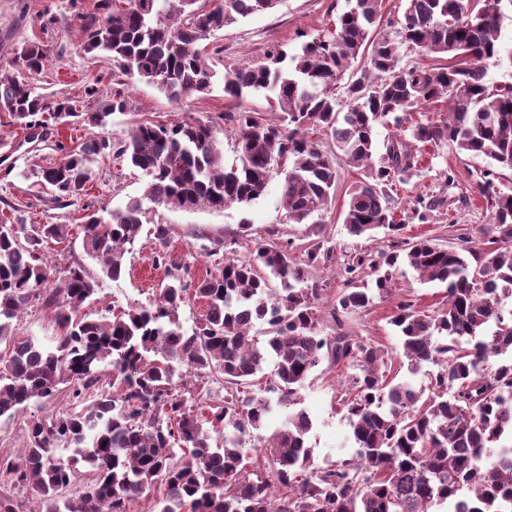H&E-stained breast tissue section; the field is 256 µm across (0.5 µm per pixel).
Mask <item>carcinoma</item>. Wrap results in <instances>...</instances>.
<instances>
[{
  "instance_id": "obj_1",
  "label": "carcinoma",
  "mask_w": 512,
  "mask_h": 512,
  "mask_svg": "<svg viewBox=\"0 0 512 512\" xmlns=\"http://www.w3.org/2000/svg\"><path fill=\"white\" fill-rule=\"evenodd\" d=\"M98 0L80 15L81 47L117 68L112 90L93 112L54 98L30 82L45 70L49 45L25 42L0 69V106L36 137L83 121L104 128L128 107L134 82L152 85L182 104L210 91L216 71L201 42L216 31L276 8L281 0ZM512 0H406L396 18L382 0H352L334 31L301 44L290 56L275 46L265 60L224 73L225 121L236 127V162L224 164L210 121L188 117L144 121L124 138L93 136L75 147L55 142L59 160L32 164L25 177L52 201L79 199L91 163L111 156L147 178L141 196L122 208L84 215L83 252L49 284L43 246L68 238L65 224L0 222V418H14L34 399L69 390L86 411L58 412L26 422L19 456L0 454V476L32 490L36 512H135L146 491L161 495L157 512H512V195H499L488 177L480 194L495 209L494 236L475 246L468 229L460 247L410 240L394 220L393 186L421 165L409 140L484 155L512 170V87L492 90L487 67L499 57V25ZM433 54L432 67H398L402 45ZM344 87L346 111L336 89ZM262 92L279 122L242 108ZM448 102V118L417 124L411 139H387L376 163L380 126L400 125L417 106ZM333 142L327 153L319 137ZM362 171L351 185L343 224L352 237L390 236L389 251L351 253L339 267L342 288L323 333L318 316L326 288L312 269L335 260L329 240L295 244L268 231L249 255L224 257L218 273L191 282L169 270L170 227L153 223L158 207L222 210L249 203L284 167V206L290 224H320L336 193L338 162ZM150 225L153 264L166 269L152 302L112 316L85 309L105 280L125 273L126 246ZM300 256H295V251ZM406 264L428 282L447 284L432 313L400 301L391 318L409 373L435 366L430 393L409 379L386 375L388 351L342 328L340 316L393 293V274ZM373 278V287L365 277ZM205 301L191 329L179 309L187 292ZM49 308L60 328L52 349L17 335L14 320L31 306ZM265 325L266 345L251 334ZM269 391L281 405L297 403L310 372L324 358L356 369L345 392L355 448L316 466L305 444L311 421L300 410L264 439L266 452L246 460L242 441L264 425L271 401L250 396L268 356ZM115 391L102 393L107 368ZM202 371L224 386V400L188 401L177 369ZM220 436L223 446L213 444ZM61 449L71 450L65 461ZM91 477L76 499L58 505L77 464Z\"/></svg>"
}]
</instances>
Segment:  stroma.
<instances>
[{
  "instance_id": "stroma-1",
  "label": "stroma",
  "mask_w": 512,
  "mask_h": 512,
  "mask_svg": "<svg viewBox=\"0 0 512 512\" xmlns=\"http://www.w3.org/2000/svg\"><path fill=\"white\" fill-rule=\"evenodd\" d=\"M72 6L69 0H0V68L9 65L14 48L22 42L57 45L58 54L51 56L45 71L35 76L34 82L43 93L77 100L79 111L84 112L88 109L85 87L94 82L99 90H106L112 78V67L107 63L92 65L88 55L80 49L78 27L71 18ZM345 7L346 0H283L274 11L248 17L215 32L206 42L208 62L217 71L208 93L176 105L153 86L134 83L128 91L127 110L113 114L108 133L120 138L143 121L170 123L191 115L212 121L224 161L232 163L236 156V133L233 126L224 122V114L229 109L224 99L222 75L225 69L261 60L275 46L296 52L303 40L331 31L337 14ZM47 10L54 13L57 22L46 31L41 27L40 17ZM96 133V128L76 121L60 127L58 139L30 142L20 126L0 113V216L27 225L67 224L71 227L68 240L44 247L50 278L54 281L64 276L71 256L83 253L81 222L84 212L124 206L130 198L140 196L145 188V177L108 156L93 163L92 181L84 196L71 205L51 201L25 178L27 165L58 159L56 140L78 144ZM489 170L498 173L495 183L499 191L512 194V171L498 169L492 159L461 153L452 144L437 148L424 146L421 168L412 172L393 192L396 221L406 224V236H425L446 247L458 246L460 226L477 230L490 227L493 222L494 209L477 188L478 179ZM360 176L357 169L340 167L336 195L318 228L320 237L332 241L340 255L354 249L374 253L387 247L384 234H376L371 239L353 238L342 223L341 213L349 188ZM283 180L282 174L273 175L265 192L247 205L235 204L221 210L202 207L192 211L158 208L155 222L171 227L172 262L191 263L194 277L201 278L213 268L212 258L205 255L211 239L233 243L237 256L244 257L252 249L255 237L269 229L278 231L285 239L304 238L306 225L291 224L286 219L281 191ZM420 196L437 202L423 224L411 217L412 204ZM152 252L153 246L145 236L128 248L123 277L107 282L98 302L89 307L92 315L109 309L117 313L147 304L154 297L165 272L154 268ZM444 295V285L423 281L404 266L394 272L392 298L345 316L344 328L351 335L378 342L395 356L400 352V341L390 320L396 300L406 298L418 309L432 311L439 307ZM351 385V370L330 366L324 360L311 371L299 393L300 406L312 420L306 444L312 450L316 465L327 466L352 452L350 427L340 404L342 394ZM68 407V394L63 391L50 402L32 399L23 418H0V454H21L25 445V418H40Z\"/></svg>"
}]
</instances>
